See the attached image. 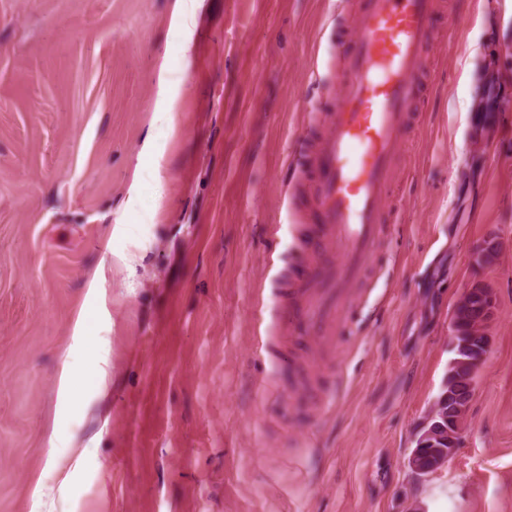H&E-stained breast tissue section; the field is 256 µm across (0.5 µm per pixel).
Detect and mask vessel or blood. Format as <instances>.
<instances>
[{
	"label": "vessel or blood",
	"instance_id": "1",
	"mask_svg": "<svg viewBox=\"0 0 512 512\" xmlns=\"http://www.w3.org/2000/svg\"><path fill=\"white\" fill-rule=\"evenodd\" d=\"M437 0H362L338 75L326 130L309 161L314 224L284 318L324 353L350 331L361 285L380 259L402 135L433 68Z\"/></svg>",
	"mask_w": 512,
	"mask_h": 512
}]
</instances>
